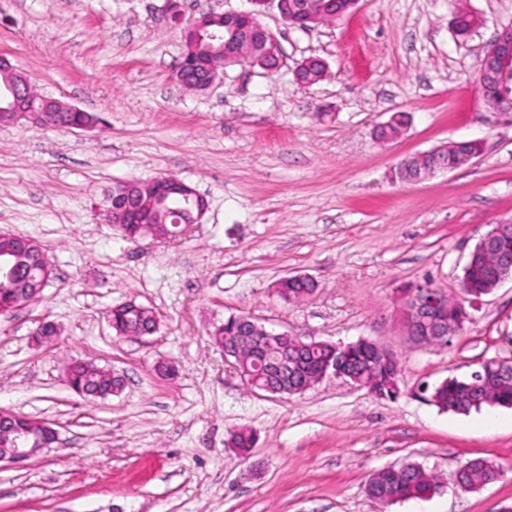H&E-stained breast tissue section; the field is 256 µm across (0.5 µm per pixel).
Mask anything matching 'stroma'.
<instances>
[{
  "label": "stroma",
  "instance_id": "obj_1",
  "mask_svg": "<svg viewBox=\"0 0 512 512\" xmlns=\"http://www.w3.org/2000/svg\"><path fill=\"white\" fill-rule=\"evenodd\" d=\"M481 25L452 26L456 0H359L332 24L298 29L269 0L262 23L281 66L220 68L207 89L179 85L183 42L167 0H0V53L39 93L100 115L104 128L0 126V232L47 251L41 298L0 315V409L49 422L59 440L24 467L0 466V512H500L512 508V407L442 410L422 385L512 360V281L481 298L445 346L406 335L407 292L461 295L463 268L494 224L512 221V124L479 98L478 60L512 0H467ZM319 57L313 85L296 66ZM409 125L388 143L374 127ZM477 140L474 163L415 184L408 156ZM173 176L209 203L175 243L133 244L104 216L112 184ZM288 274L318 283L307 300L274 291ZM136 301L160 320L116 335L111 306ZM243 314L305 341L391 347L399 394L327 381L296 396L251 391L208 331ZM54 324L38 345L39 325ZM124 381L88 399L63 380L73 360ZM173 365L168 378L157 362ZM255 431L249 457L228 450ZM486 457L501 478L466 492L456 469ZM412 461L443 490L390 505L367 496L376 471Z\"/></svg>",
  "mask_w": 512,
  "mask_h": 512
}]
</instances>
